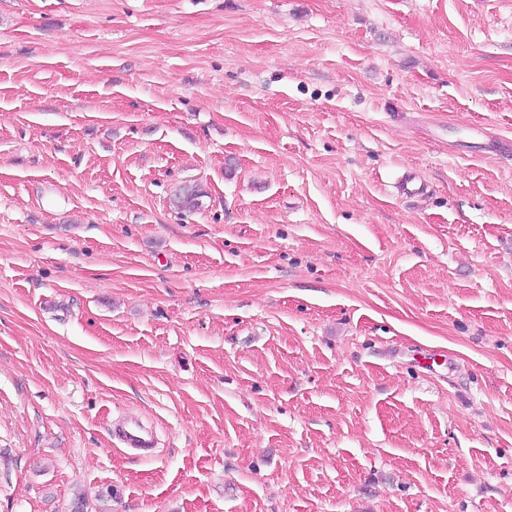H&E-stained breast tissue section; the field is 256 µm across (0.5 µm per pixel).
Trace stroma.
Here are the masks:
<instances>
[{
	"instance_id": "stroma-1",
	"label": "stroma",
	"mask_w": 512,
	"mask_h": 512,
	"mask_svg": "<svg viewBox=\"0 0 512 512\" xmlns=\"http://www.w3.org/2000/svg\"><path fill=\"white\" fill-rule=\"evenodd\" d=\"M506 140L512 0H0V512H512ZM199 197L196 186L185 185L173 193L170 204L180 212H191L199 206ZM118 436L126 448H155L157 445L153 430L137 419H130L118 428Z\"/></svg>"
}]
</instances>
